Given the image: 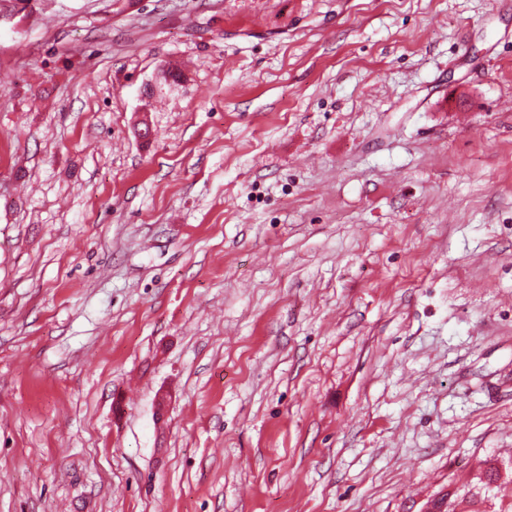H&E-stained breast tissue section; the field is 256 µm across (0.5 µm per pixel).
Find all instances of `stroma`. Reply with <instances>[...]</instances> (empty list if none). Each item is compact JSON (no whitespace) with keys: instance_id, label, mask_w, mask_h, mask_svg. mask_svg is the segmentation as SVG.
I'll return each instance as SVG.
<instances>
[{"instance_id":"1","label":"stroma","mask_w":512,"mask_h":512,"mask_svg":"<svg viewBox=\"0 0 512 512\" xmlns=\"http://www.w3.org/2000/svg\"><path fill=\"white\" fill-rule=\"evenodd\" d=\"M18 2L0 512L511 504L512 0Z\"/></svg>"}]
</instances>
